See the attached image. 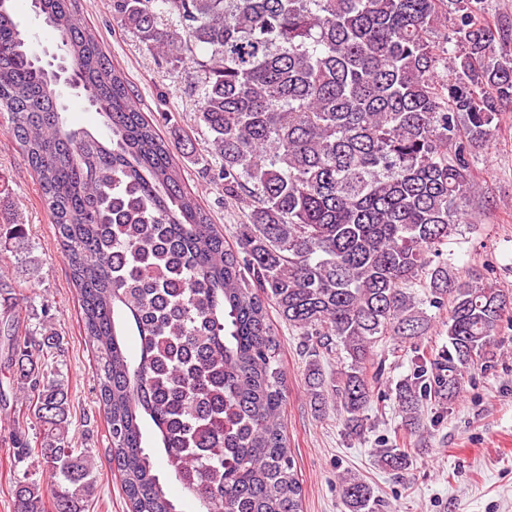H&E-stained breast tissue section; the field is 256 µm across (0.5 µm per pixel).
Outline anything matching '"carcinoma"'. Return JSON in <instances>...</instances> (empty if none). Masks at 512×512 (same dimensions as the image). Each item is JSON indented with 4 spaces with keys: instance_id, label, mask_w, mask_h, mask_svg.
<instances>
[{
    "instance_id": "obj_1",
    "label": "carcinoma",
    "mask_w": 512,
    "mask_h": 512,
    "mask_svg": "<svg viewBox=\"0 0 512 512\" xmlns=\"http://www.w3.org/2000/svg\"><path fill=\"white\" fill-rule=\"evenodd\" d=\"M40 2L61 67L42 64L0 0V115L64 247L130 512H179L161 465L197 512H301L270 306L343 365L330 385L312 361L307 385L319 409L336 404L350 435L364 433L376 343L413 353L389 389L411 432L428 402L447 406L478 362H492L512 293L443 258L482 194L479 148L512 103V37L483 17L485 0H112L151 54L208 55L194 121L209 137L197 161L243 205L235 248L183 189L182 144L143 116L75 0ZM62 74L107 138L67 122ZM25 238L16 218L0 223V290L7 252ZM18 307L0 321L5 364L43 440L34 448L14 433L8 448L40 458L48 479L17 481L15 510L45 512L49 497L52 512H86L94 463L69 445L64 381L40 371L58 334L46 321L24 325ZM429 309L447 312L448 347L433 357L417 347ZM376 458L396 473L410 466L406 448ZM341 498L348 512H375L373 487L355 475Z\"/></svg>"
}]
</instances>
